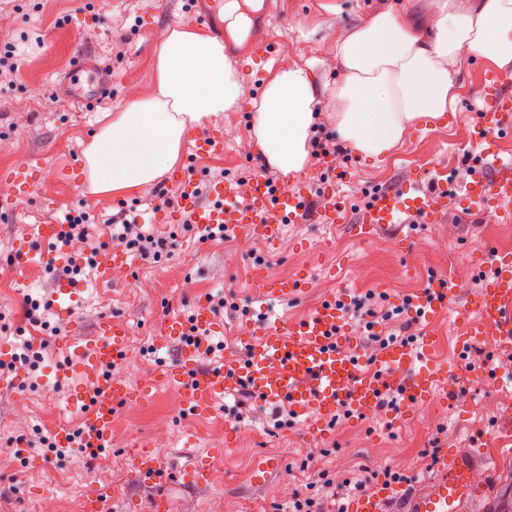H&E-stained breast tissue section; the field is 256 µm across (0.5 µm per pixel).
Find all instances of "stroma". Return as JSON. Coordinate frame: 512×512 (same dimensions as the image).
<instances>
[{
  "instance_id": "1",
  "label": "stroma",
  "mask_w": 512,
  "mask_h": 512,
  "mask_svg": "<svg viewBox=\"0 0 512 512\" xmlns=\"http://www.w3.org/2000/svg\"><path fill=\"white\" fill-rule=\"evenodd\" d=\"M431 2L265 0L253 41L274 44V67L301 58L315 61V82L322 89L342 76L341 70L327 71L317 64L333 49V32L352 28L378 10L390 7L413 15ZM198 18L195 0H0V30L9 34L0 41V57L12 50L24 58L12 83L0 87V183L13 173L41 170L33 195L21 199L14 210L0 212V343L16 354L23 353V340L48 343L37 371L22 366L15 370L25 387L23 397L0 395V512H38L57 479L74 471L81 475V491L63 497L58 512H83L86 497L106 487L112 490L106 512H155L153 501L162 491L150 480L131 475L126 448L138 438L158 448L157 465L169 472L179 471L190 452L224 469L223 482L211 486L168 487L166 512H277L308 481L300 464L310 454L319 456V468L334 480L360 467L373 473L388 466L400 468L408 481L385 512H409L412 499L436 485L440 471L433 468L431 453L441 448L472 466L483 482L472 512H494L502 485L512 478V428L507 425L512 419V383L493 386L471 371L505 366L507 354L480 345L458 353L453 310L428 330L437 341V356L460 367L464 404L424 402L411 419L392 430L382 415L349 416L337 421L330 441L322 444L309 438L303 418L274 428V406L257 401L245 412L242 432L228 449L224 428L233 417L234 396H224L222 409L212 417L194 420L181 411L180 391L161 382L150 405L121 409L112 425L111 446L97 457L75 453L60 459L39 444V433H50L64 422L78 423L77 413L67 407L72 388L58 385L55 373L71 347L89 343L102 315L125 320L139 346L153 347V354L135 355L119 366L121 375L145 382L160 363L178 357L175 345L155 346L156 319L164 311L193 312L210 295L232 294L248 313L224 316L220 323L224 341L241 350L248 323L267 317L301 319L324 299L369 290L385 295L388 306L396 307L415 295L427 278L456 273L464 263L469 266L468 290L476 292L482 284L478 266L483 255L512 249V213L493 207L469 213L454 204L438 224L409 216L411 241L405 249L385 235L360 244L343 228L323 224L286 225L275 251L255 237L237 235L227 242L181 238L167 260H133L127 274L112 285H99L94 276H86L85 291L69 304L56 299L57 278L44 267L13 269L6 261L13 243L33 238L36 225L60 221L72 209L119 221L140 216L159 231L179 223L181 214L175 208L157 219L153 187L108 197L91 193L81 166L83 151L101 127L104 113L123 109L129 87L146 83L154 32ZM85 47L93 49L95 63L109 67L115 76L111 99L89 109L75 106L58 91L64 71ZM491 70L480 58L465 63L457 76L461 90L452 111L443 120L420 123L382 163L363 162L346 148L336 154L335 168L316 163L304 175L279 176V183L293 187L302 182L317 195L325 183L335 182L337 196L353 214L375 189H424L441 170L448 173L450 190H463L480 161L473 134L483 109L481 84ZM249 122L246 110L204 122L203 131L222 135L223 154L198 161L181 156L178 171L196 183L219 172L235 180L269 174V167L247 146ZM259 265L280 277L307 270L312 280L302 297L260 302L251 285ZM29 295L50 300L48 318L59 324L60 335L45 337L39 326L24 318ZM489 437L496 439V447H482ZM21 440L28 455L20 461L15 453Z\"/></svg>"
}]
</instances>
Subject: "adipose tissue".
<instances>
[{
	"instance_id": "ef3b65f1",
	"label": "adipose tissue",
	"mask_w": 512,
	"mask_h": 512,
	"mask_svg": "<svg viewBox=\"0 0 512 512\" xmlns=\"http://www.w3.org/2000/svg\"><path fill=\"white\" fill-rule=\"evenodd\" d=\"M263 6L264 0H224L222 40L185 24L156 33L151 92L134 94L84 149L91 193H124L172 172L204 119L245 103L248 147L295 176L312 166L320 104L328 105L342 143L380 163L417 122L445 116L458 97L453 70L468 58L484 59L512 79V0H435L412 21L386 9L340 32L333 58L343 77L326 99H319L306 61L266 67L261 93L250 99L238 67Z\"/></svg>"
}]
</instances>
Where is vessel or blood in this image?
<instances>
[{"label": "vessel or blood", "mask_w": 512, "mask_h": 512, "mask_svg": "<svg viewBox=\"0 0 512 512\" xmlns=\"http://www.w3.org/2000/svg\"><path fill=\"white\" fill-rule=\"evenodd\" d=\"M111 71L95 69L91 54H83L68 72L64 89L72 102L84 105L102 98L112 88ZM486 107L475 132L483 143L486 163L466 184L461 197L472 209L487 205L512 204V162L499 158L496 147L498 134L512 127V91L501 88L496 75H486L482 83ZM190 156L199 160L222 154L223 137L212 133L195 136ZM181 192V205L191 212L199 227L218 224L240 235H254L268 248H277L282 229L287 224H343L347 221L344 205L336 198L335 184L325 185L319 196L306 188L286 193L256 178L249 192H241L230 180L213 184L210 201H203L193 183L185 176L175 179ZM452 197L447 179H434L426 192L377 189L363 207L358 220L352 223L354 236L362 242L372 240L382 232L397 233V243L408 246L404 235V217L421 215L427 223H438L447 213ZM60 226L56 223L39 225L34 240L17 243L9 261L24 270L37 261L47 260V248L60 244ZM128 267V254L118 245L105 247L96 263L97 281L112 280ZM483 285L468 299L469 310L476 317L467 321L462 336L456 340L459 352H467L474 344L502 350L512 349V251L496 250L486 256L482 265ZM255 293L259 300L288 299L305 292L303 277L280 278L265 269L253 274ZM460 296L453 275L434 276L425 288L412 297L410 310L423 331L413 343L395 342L363 356L357 334L347 324L335 300L326 299L315 306L303 319L295 321L264 320L250 323L247 336L249 354L244 361L230 362L219 370L200 368L196 357L199 347L183 344L179 361L160 365L158 379L177 387L183 397L182 411L193 419L212 415L217 399L246 387L265 404L287 403L289 410L305 420L315 421L317 429L330 425L338 410L367 418L384 412V397L397 391V412L388 415L389 426H398L431 394L446 402L461 396L459 376L447 361L432 355L434 339L424 328L436 317L455 307ZM195 325L199 338L217 336L222 328L206 306H198ZM185 332L182 318L165 312L159 320L158 346L181 340ZM129 328L124 320L102 317L88 346L76 347L69 363L56 373L57 382L79 375L81 383L69 400L70 408L81 413L77 427L61 426L53 430L57 447L74 444L85 446L93 455L108 448L112 424L120 409L129 405L145 406L152 402L149 388L131 384L124 377L111 373L112 364L127 356ZM385 413V412H384ZM132 473L150 476L161 485L175 479L184 483L207 485L211 469L202 461H192L179 476L155 466L154 451L137 443L130 448ZM440 477L435 489L415 498L411 512H465L480 489V482L461 460L440 450L437 459ZM399 482L381 478L374 490L356 496L350 512H383L385 504L400 491Z\"/></svg>", "instance_id": "vessel-or-blood-1"}]
</instances>
